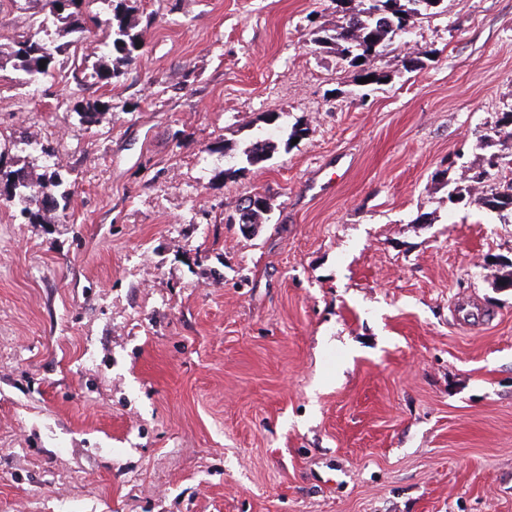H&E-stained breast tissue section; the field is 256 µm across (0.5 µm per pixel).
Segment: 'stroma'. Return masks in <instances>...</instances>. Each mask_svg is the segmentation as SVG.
Returning <instances> with one entry per match:
<instances>
[{
  "label": "stroma",
  "instance_id": "obj_1",
  "mask_svg": "<svg viewBox=\"0 0 512 512\" xmlns=\"http://www.w3.org/2000/svg\"><path fill=\"white\" fill-rule=\"evenodd\" d=\"M138 15L92 129L0 71V168L74 182L0 206V512H512V223L448 204L512 111V0H443L368 85L311 43L336 0ZM45 168L36 179L22 168L9 172H2L0 168V188L2 185L13 186L11 194L2 198L0 193V203L18 210L20 216L30 224H41L49 212L66 215L74 195L72 182L61 167L54 163ZM17 174H23V182L15 181ZM49 198L55 200L56 208L47 206Z\"/></svg>",
  "mask_w": 512,
  "mask_h": 512
}]
</instances>
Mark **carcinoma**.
Here are the masks:
<instances>
[{
    "instance_id": "cac0c4a2",
    "label": "carcinoma",
    "mask_w": 512,
    "mask_h": 512,
    "mask_svg": "<svg viewBox=\"0 0 512 512\" xmlns=\"http://www.w3.org/2000/svg\"><path fill=\"white\" fill-rule=\"evenodd\" d=\"M30 15V30L13 38L9 45L0 44V70L12 64L23 72L26 82H38L55 78L56 58L78 49L99 23L112 30L111 42L107 45V62L91 73L76 65L71 71L73 87L68 89L71 96L83 90L85 82L94 79L103 86L122 81L128 69L137 61L144 48V29L139 27L136 0H97L101 3L103 15H90L84 5L90 0H24ZM344 20L335 33L316 36L311 43L322 47L336 46V53L352 66L361 68V77L367 78L373 72L365 68L360 58L379 56L395 37L407 33L414 22L431 14L441 0H346ZM45 67H40V61ZM110 105L101 100L79 102L74 108L80 125L91 128L99 125ZM512 138V112L506 114L490 128L485 139L493 141ZM268 143L258 140L246 155V162L254 168H261L268 157ZM486 171L474 173L470 185L455 186L448 192V204L464 202L494 211L503 221L512 223V179L500 181L489 191L473 195V185L484 182ZM11 186V194L0 197V203L19 211L21 217L31 224H40L45 214L56 211L62 214L70 208L74 195L73 185L63 169L48 165L37 178H32L23 169L9 172L0 171V186ZM269 208L266 197L261 204L244 205L239 213L245 223L255 224L258 217Z\"/></svg>"
}]
</instances>
